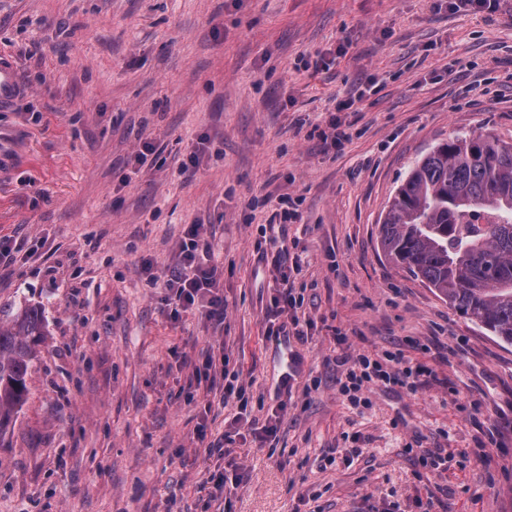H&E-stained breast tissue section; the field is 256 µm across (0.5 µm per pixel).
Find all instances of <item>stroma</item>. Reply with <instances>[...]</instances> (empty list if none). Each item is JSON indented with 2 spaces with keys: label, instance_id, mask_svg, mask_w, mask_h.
Listing matches in <instances>:
<instances>
[{
  "label": "stroma",
  "instance_id": "obj_1",
  "mask_svg": "<svg viewBox=\"0 0 512 512\" xmlns=\"http://www.w3.org/2000/svg\"><path fill=\"white\" fill-rule=\"evenodd\" d=\"M1 57L23 92L0 109V237L35 254L7 258L0 311L40 307L47 336L0 438V512H512V345L379 244L418 160L459 133L512 142V0H0ZM335 115L352 137L332 149ZM282 196L297 223H270ZM198 221L220 326L174 317L149 281ZM283 246L303 334L278 390L279 274L258 251ZM396 347L434 380L351 407L331 358ZM210 351L224 367L203 370ZM228 373L244 399L225 397ZM240 415L209 453L199 431Z\"/></svg>",
  "mask_w": 512,
  "mask_h": 512
}]
</instances>
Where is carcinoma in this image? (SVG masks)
Returning a JSON list of instances; mask_svg holds the SVG:
<instances>
[{
	"label": "carcinoma",
	"mask_w": 512,
	"mask_h": 512,
	"mask_svg": "<svg viewBox=\"0 0 512 512\" xmlns=\"http://www.w3.org/2000/svg\"><path fill=\"white\" fill-rule=\"evenodd\" d=\"M380 242L392 262L512 345V144L467 134L437 146L399 186ZM44 336L35 306L0 319V436L22 409Z\"/></svg>",
	"instance_id": "1"
}]
</instances>
